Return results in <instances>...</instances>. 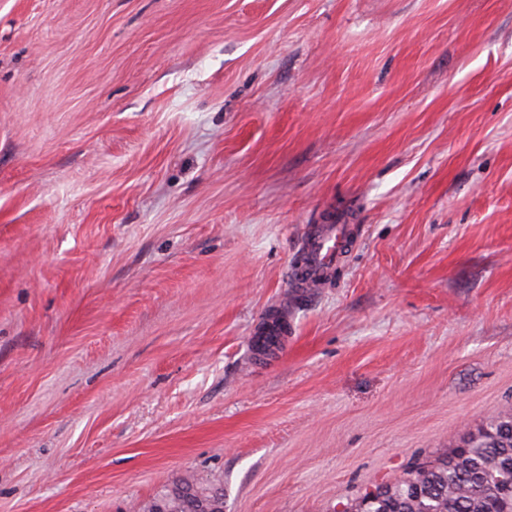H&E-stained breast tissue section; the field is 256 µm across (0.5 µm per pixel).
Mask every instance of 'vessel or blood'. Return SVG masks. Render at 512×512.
I'll return each instance as SVG.
<instances>
[{"label":"vessel or blood","mask_w":512,"mask_h":512,"mask_svg":"<svg viewBox=\"0 0 512 512\" xmlns=\"http://www.w3.org/2000/svg\"><path fill=\"white\" fill-rule=\"evenodd\" d=\"M347 229L342 224H321L311 230L299 255L300 266L292 270L289 283L294 288H315L330 278L345 253ZM288 339L285 321L277 315L262 319V331L252 345L263 355L282 354Z\"/></svg>","instance_id":"b4317fda"}]
</instances>
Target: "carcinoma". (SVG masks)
<instances>
[{"mask_svg": "<svg viewBox=\"0 0 512 512\" xmlns=\"http://www.w3.org/2000/svg\"><path fill=\"white\" fill-rule=\"evenodd\" d=\"M224 512V488L185 477L160 491V512ZM363 512H512V416L478 430L464 446L423 464L393 486L360 497Z\"/></svg>", "mask_w": 512, "mask_h": 512, "instance_id": "1", "label": "carcinoma"}]
</instances>
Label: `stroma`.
<instances>
[{
  "instance_id": "1",
  "label": "stroma",
  "mask_w": 512,
  "mask_h": 512,
  "mask_svg": "<svg viewBox=\"0 0 512 512\" xmlns=\"http://www.w3.org/2000/svg\"><path fill=\"white\" fill-rule=\"evenodd\" d=\"M509 414L512 0H0V512H346ZM345 224H319L305 238L297 262L292 268L290 288H317L336 271L345 253ZM261 335L252 338V346L262 355L282 354L287 339L288 329L279 315H266L262 318ZM213 500L214 504H210ZM213 508L207 512H224V488L221 485H201L191 477L179 479L153 498L147 512H206L204 507Z\"/></svg>"
}]
</instances>
